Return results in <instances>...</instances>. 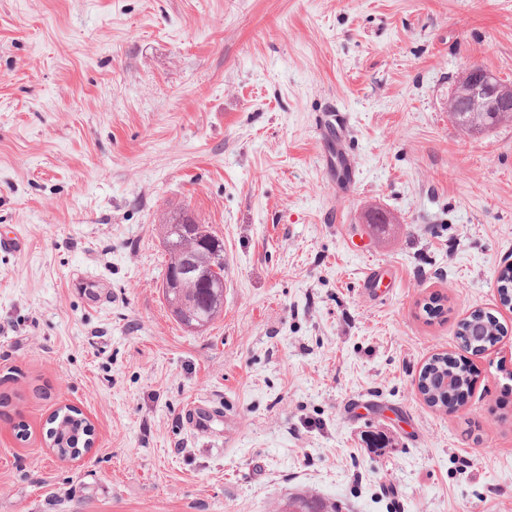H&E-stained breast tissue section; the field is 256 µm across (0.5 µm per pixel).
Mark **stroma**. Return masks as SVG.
<instances>
[{
  "label": "stroma",
  "instance_id": "stroma-1",
  "mask_svg": "<svg viewBox=\"0 0 512 512\" xmlns=\"http://www.w3.org/2000/svg\"><path fill=\"white\" fill-rule=\"evenodd\" d=\"M472 66L512 83V0H0V512H512V126L449 118ZM180 210L228 263L200 332L162 294ZM473 310L506 334L467 356ZM438 354L477 371L452 410L417 390ZM65 406L96 436L70 461ZM337 114L329 115L327 128L331 131L335 130V142L328 153H325L324 160L327 165L336 167V172L342 182L351 185L354 183L355 171L352 165L350 154L345 146L346 121L345 116L336 110ZM334 121V122H333ZM58 412L53 418L54 426L49 431V439L56 452L62 457L78 456L80 445L83 448H91L93 445L92 439L89 447L85 446L91 430L79 411L65 407L64 410ZM281 512L288 509V506H295L301 511L299 512H339L336 510V504H327L324 500L305 494H291L282 505Z\"/></svg>",
  "mask_w": 512,
  "mask_h": 512
}]
</instances>
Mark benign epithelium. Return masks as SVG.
<instances>
[{"label":"benign epithelium","mask_w":512,"mask_h":512,"mask_svg":"<svg viewBox=\"0 0 512 512\" xmlns=\"http://www.w3.org/2000/svg\"><path fill=\"white\" fill-rule=\"evenodd\" d=\"M453 114L468 112L473 116L483 112H492L496 125L512 122V86L501 82L486 70L473 66L456 85L453 102L450 106ZM205 261L209 272H204L201 263L193 258L185 261L184 266L172 270L163 283L169 294H180L188 281L201 282L205 288H220L224 276L220 268L224 266V256L220 242L212 237L203 240Z\"/></svg>","instance_id":"7a95c632"}]
</instances>
